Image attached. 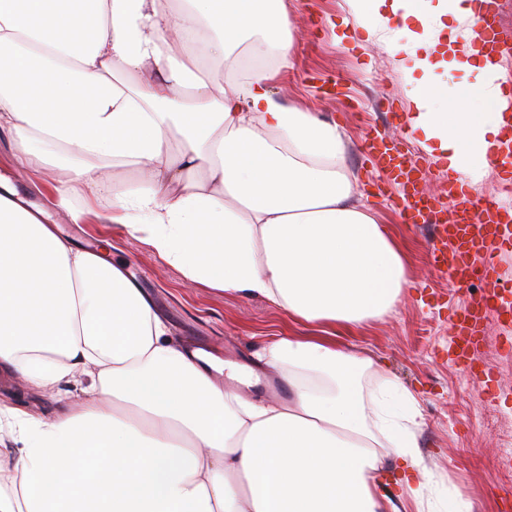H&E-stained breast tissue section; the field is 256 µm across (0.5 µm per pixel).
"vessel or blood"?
Listing matches in <instances>:
<instances>
[{"label": "vessel or blood", "instance_id": "b4317fda", "mask_svg": "<svg viewBox=\"0 0 512 512\" xmlns=\"http://www.w3.org/2000/svg\"><path fill=\"white\" fill-rule=\"evenodd\" d=\"M462 33L477 34L485 46L495 49L512 31L502 22L499 0H482L473 22L465 26ZM382 158L390 174L405 179L412 186L411 192L403 197L401 213L406 223L430 229L433 267L445 273L455 289L466 291L473 281L481 283L480 299L453 325L457 357L464 365H471L478 352L481 326L505 291L504 282L493 274L499 246L492 227L500 223L502 207L489 199L457 200L454 223H441L436 206L424 204L422 193L413 189L414 184L426 178V170L387 151L382 153Z\"/></svg>", "mask_w": 512, "mask_h": 512}]
</instances>
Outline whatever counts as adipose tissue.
I'll list each match as a JSON object with an SVG mask.
<instances>
[{"label": "adipose tissue", "mask_w": 512, "mask_h": 512, "mask_svg": "<svg viewBox=\"0 0 512 512\" xmlns=\"http://www.w3.org/2000/svg\"><path fill=\"white\" fill-rule=\"evenodd\" d=\"M356 26L387 31L409 81L411 130L476 187L506 147L512 97L478 36L475 0H352ZM284 0H0V130L32 175L76 157L52 191L73 219L124 225L196 282L259 297L320 327L360 329L411 283L402 247L354 202L342 129L277 101L288 68ZM277 54L276 69L216 78L210 65ZM475 74L487 112L449 102L437 70ZM105 160L137 167L97 210ZM0 175V370L38 390L83 383L85 402L51 418L0 406V512H401L428 482L419 404L396 381L371 397L370 358L284 336L259 353L291 395L225 389L213 357L175 343L107 249L71 246ZM405 471L380 478L379 448Z\"/></svg>", "instance_id": "ef3b65f1"}]
</instances>
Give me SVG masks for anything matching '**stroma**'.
<instances>
[{"instance_id": "35a3bbf8", "label": "stroma", "mask_w": 512, "mask_h": 512, "mask_svg": "<svg viewBox=\"0 0 512 512\" xmlns=\"http://www.w3.org/2000/svg\"><path fill=\"white\" fill-rule=\"evenodd\" d=\"M292 21V66L272 80L281 102L336 122L348 140L347 166L355 200L376 211L378 223L407 245L412 284L391 315L354 333H340L336 344L372 358L379 369L414 394L420 404L419 450L433 488L442 495L470 500L474 512H512L501 502L512 488V294L507 305L484 322L480 361L458 364L451 321L470 295L454 291L430 263V246L420 228L403 223L401 186L375 158L360 150L368 139L393 147L411 159L427 161L421 133L410 131V86L386 50L383 34L368 35L351 25L348 0H285ZM345 26L356 46L340 49L336 26ZM340 77L343 86L326 91L323 80ZM11 135L0 132V171L11 176L19 194L45 209L64 238L93 250L108 240L113 260L150 298L172 338L203 340L207 349L229 362L253 364L262 348L279 336L306 334L305 325L265 300L206 287L184 276L119 224L99 229L73 223L70 208L53 204L48 194L20 170L10 149ZM495 367L492 377L483 364ZM0 397L17 401L31 413L51 417L82 399L63 384L48 393L28 390L14 373L0 371Z\"/></svg>"}]
</instances>
